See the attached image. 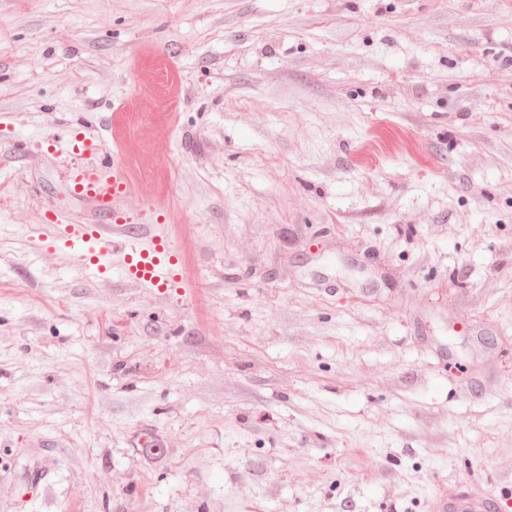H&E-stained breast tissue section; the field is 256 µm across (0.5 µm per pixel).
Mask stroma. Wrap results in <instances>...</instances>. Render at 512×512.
Returning <instances> with one entry per match:
<instances>
[{
  "instance_id": "obj_1",
  "label": "stroma",
  "mask_w": 512,
  "mask_h": 512,
  "mask_svg": "<svg viewBox=\"0 0 512 512\" xmlns=\"http://www.w3.org/2000/svg\"><path fill=\"white\" fill-rule=\"evenodd\" d=\"M70 130L155 172L122 206L180 287L31 241L89 214ZM474 480L512 512V0H0V512H429Z\"/></svg>"
}]
</instances>
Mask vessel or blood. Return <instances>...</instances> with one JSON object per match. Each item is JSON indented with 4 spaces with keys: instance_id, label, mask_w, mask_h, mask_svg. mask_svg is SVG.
<instances>
[{
    "instance_id": "obj_1",
    "label": "vessel or blood",
    "mask_w": 512,
    "mask_h": 512,
    "mask_svg": "<svg viewBox=\"0 0 512 512\" xmlns=\"http://www.w3.org/2000/svg\"><path fill=\"white\" fill-rule=\"evenodd\" d=\"M62 152L74 158L68 173L71 193L88 203L96 221H74L64 225L59 238L76 251L83 268L105 274L112 252L122 256V274L126 281L144 288L168 290L175 287L179 274V257L169 240L131 224L121 201L131 189V182L103 142L87 136L67 135L58 139ZM94 160V167L81 166L82 158ZM112 169L109 181H101L96 171ZM498 499L480 485L459 492L435 495L430 512H498Z\"/></svg>"
}]
</instances>
